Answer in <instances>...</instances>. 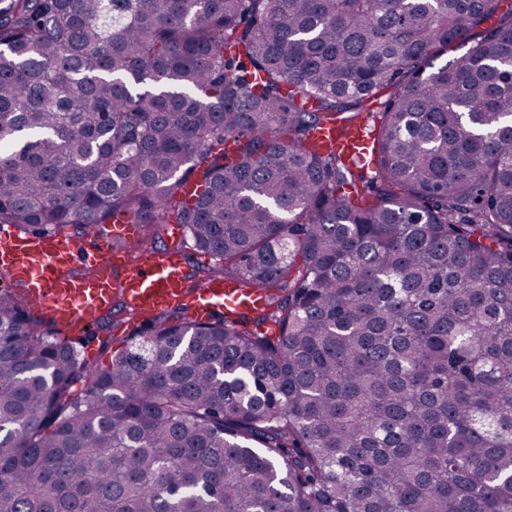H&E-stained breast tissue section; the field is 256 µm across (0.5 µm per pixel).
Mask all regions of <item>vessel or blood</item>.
I'll list each match as a JSON object with an SVG mask.
<instances>
[{
	"mask_svg": "<svg viewBox=\"0 0 512 512\" xmlns=\"http://www.w3.org/2000/svg\"><path fill=\"white\" fill-rule=\"evenodd\" d=\"M368 134L369 124L364 121L347 136L329 125L313 130L311 138L355 154ZM136 232L134 224H112L107 233L88 244L61 233L4 230L0 232V273L23 289L31 308L73 334H85L87 327L111 309L117 295L143 321L152 320L161 310L181 309L189 319L202 320L218 312L237 315L262 306V291L243 290L220 273L189 289L187 256L178 247L144 250L139 264L127 266L124 256L113 251L112 240Z\"/></svg>",
	"mask_w": 512,
	"mask_h": 512,
	"instance_id": "vessel-or-blood-1",
	"label": "vessel or blood"
}]
</instances>
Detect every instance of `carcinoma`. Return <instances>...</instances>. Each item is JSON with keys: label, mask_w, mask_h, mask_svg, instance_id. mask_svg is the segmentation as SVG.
I'll return each instance as SVG.
<instances>
[{"label": "carcinoma", "mask_w": 512, "mask_h": 512, "mask_svg": "<svg viewBox=\"0 0 512 512\" xmlns=\"http://www.w3.org/2000/svg\"><path fill=\"white\" fill-rule=\"evenodd\" d=\"M504 2L0 0V224H182L265 298L100 367L1 288L0 512H512ZM369 134V124L363 120L349 136H340L336 127L329 125L312 131L311 140L320 142L328 147L346 154H357L359 159L364 161L362 152L359 149L367 140Z\"/></svg>", "instance_id": "carcinoma-1"}]
</instances>
